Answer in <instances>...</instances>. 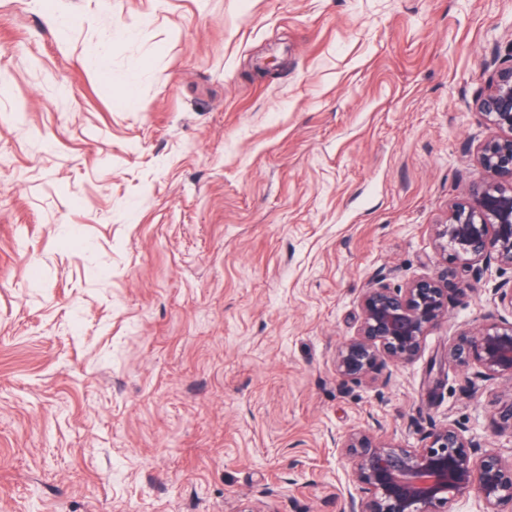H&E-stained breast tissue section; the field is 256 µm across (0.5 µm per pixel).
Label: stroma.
<instances>
[{"label":"stroma","mask_w":512,"mask_h":512,"mask_svg":"<svg viewBox=\"0 0 512 512\" xmlns=\"http://www.w3.org/2000/svg\"><path fill=\"white\" fill-rule=\"evenodd\" d=\"M511 42L512 0H0V512H340L352 431L512 458V381L448 358L500 277L334 365L373 277L445 269Z\"/></svg>","instance_id":"stroma-1"}]
</instances>
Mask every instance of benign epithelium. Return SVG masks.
<instances>
[{
    "instance_id": "7a95c632",
    "label": "benign epithelium",
    "mask_w": 512,
    "mask_h": 512,
    "mask_svg": "<svg viewBox=\"0 0 512 512\" xmlns=\"http://www.w3.org/2000/svg\"><path fill=\"white\" fill-rule=\"evenodd\" d=\"M486 68L487 87L469 106L487 132L478 145L482 175L435 228L438 252L471 279L460 284L446 270L397 287L373 279L359 300L355 335L336 350V372L347 381L414 361L424 336L447 316L450 295L475 289L487 272L512 270V52ZM448 356L474 366L471 388L512 380V320L488 319L478 331L460 335ZM340 447L360 487L341 512H456L454 505L470 497L477 512H512V461L451 425L434 430L417 448L363 433L343 437Z\"/></svg>"
}]
</instances>
